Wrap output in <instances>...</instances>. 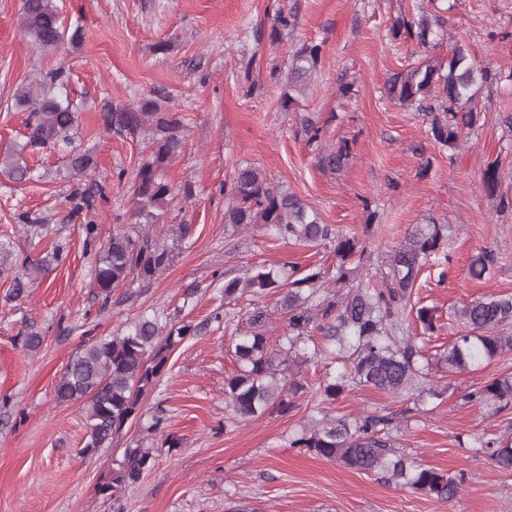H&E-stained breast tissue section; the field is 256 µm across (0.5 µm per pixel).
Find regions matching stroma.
Listing matches in <instances>:
<instances>
[{
	"label": "stroma",
	"instance_id": "35a3bbf8",
	"mask_svg": "<svg viewBox=\"0 0 512 512\" xmlns=\"http://www.w3.org/2000/svg\"><path fill=\"white\" fill-rule=\"evenodd\" d=\"M83 40L45 51L19 29L21 0H0V156L23 145L30 178L16 182L0 163V241L10 242V272L0 276V512H512V472L496 471L480 438L512 433V405L500 412L464 403L462 394L512 373V351L475 370L446 375L442 399L400 401L373 389L322 401L323 362L294 363L298 381L288 414L267 411L229 424L224 379L237 367L233 336L246 329L249 296L224 299V280L256 264L320 268L334 275L331 244L303 246L259 226L224 222L227 185L237 166L259 167L294 192L323 223L364 235L370 256L362 274L379 279L383 260L417 226L447 225L445 267L422 270L414 301L430 309L436 330L429 350L448 346L461 330L453 308L487 295H512V0H57ZM295 18L270 44L277 11ZM428 16L444 39L424 50L395 41L398 16ZM473 62L495 73L476 97L478 122L453 148L435 143L427 118L389 101L385 78L427 59L447 57L455 40ZM169 43L168 52L156 51ZM314 42L321 59L296 105H278L294 45ZM70 72L72 98L83 100L74 144L96 167L72 178L67 150L26 148L29 113L17 89L49 70ZM161 94L183 118V147L168 170L177 189L171 222L153 227L173 247L169 266L146 283L111 295L94 282L93 247L133 223L136 169L152 140L106 131L103 112ZM323 128L309 143L304 118ZM348 141L351 155L338 172L322 169L317 153ZM497 163L502 177L488 192L483 175ZM91 193L93 207L75 210ZM378 219L367 223L368 210ZM494 251L490 277L472 279V257ZM60 260L24 297L13 298V274L47 253ZM159 313L189 325L140 416L110 443L86 454L84 402L60 404L54 387L71 357L92 341L118 336L142 314ZM231 322H223V314ZM43 336L28 352L29 327ZM401 413L397 447L443 471L465 470L456 498L441 501L385 483L373 475L299 453L288 439L311 418ZM158 431H151L154 419ZM179 447L165 443L167 435ZM151 449L152 469L120 502L99 484L125 448Z\"/></svg>",
	"mask_w": 512,
	"mask_h": 512
}]
</instances>
